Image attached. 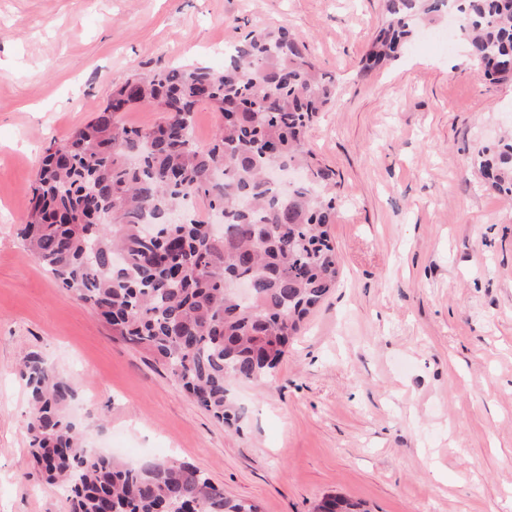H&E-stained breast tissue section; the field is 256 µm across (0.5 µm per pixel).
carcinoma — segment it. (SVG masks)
<instances>
[{
    "label": "carcinoma",
    "mask_w": 512,
    "mask_h": 512,
    "mask_svg": "<svg viewBox=\"0 0 512 512\" xmlns=\"http://www.w3.org/2000/svg\"><path fill=\"white\" fill-rule=\"evenodd\" d=\"M459 16L479 80L512 81V0H383L384 23L362 60L368 72L395 60L418 21ZM336 97V77L285 28L254 25L224 55V68L179 65L135 74L106 106L42 157L18 234L28 254L95 310L112 336L164 366L218 421L236 424L230 383L273 377L306 317L337 287L342 268L329 234L335 172L307 141ZM223 116L214 143L189 138L200 105ZM133 106L160 120L125 123ZM498 194L512 197V138L475 159ZM304 179L284 191L279 167ZM202 199L224 215L220 235L189 215ZM242 280V300L227 284ZM31 396V454L60 486L70 512H258L186 462L130 465L89 453L66 413L75 391L37 354L23 358ZM315 512H361L328 495Z\"/></svg>",
    "instance_id": "1"
}]
</instances>
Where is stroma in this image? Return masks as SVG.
Listing matches in <instances>:
<instances>
[{
    "label": "stroma",
    "mask_w": 512,
    "mask_h": 512,
    "mask_svg": "<svg viewBox=\"0 0 512 512\" xmlns=\"http://www.w3.org/2000/svg\"><path fill=\"white\" fill-rule=\"evenodd\" d=\"M381 0H0V512H68L29 449L31 352L76 394L90 450L205 471L260 512L325 495L369 512H512V205L474 160L512 134V83L478 80L460 40L416 33L361 73ZM300 34L335 75L308 137L336 173L343 276L273 380L232 384L238 428L113 338L17 235L48 144L135 74L221 68L254 24Z\"/></svg>",
    "instance_id": "stroma-1"
}]
</instances>
